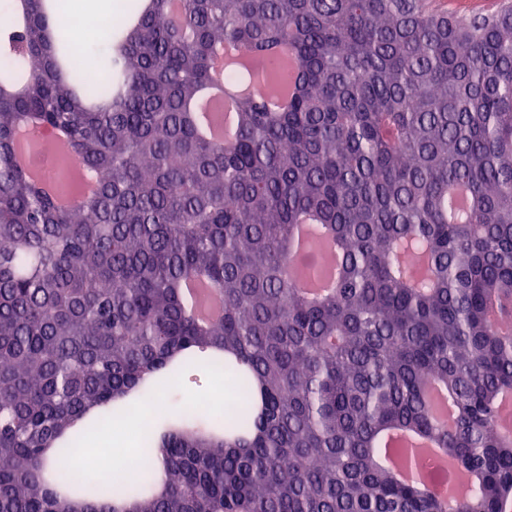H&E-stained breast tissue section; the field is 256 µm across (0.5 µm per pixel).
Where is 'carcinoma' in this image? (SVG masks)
Masks as SVG:
<instances>
[{"label":"carcinoma","instance_id":"carcinoma-1","mask_svg":"<svg viewBox=\"0 0 512 512\" xmlns=\"http://www.w3.org/2000/svg\"><path fill=\"white\" fill-rule=\"evenodd\" d=\"M63 2L0 21V512L512 508V0H182L177 18L143 0L79 53ZM223 42L295 66L269 55L214 142L189 105ZM280 88L286 112L266 105ZM44 125L96 180L72 210L15 161L16 132ZM332 267L331 295L300 292ZM193 279L224 304L207 326ZM214 369L222 411L197 402ZM150 403L122 484L57 467L80 422ZM396 435L466 490L400 479ZM205 288L207 287L201 285L200 283L194 282L191 283L187 289L188 313L201 323H207L213 320L221 312V305L219 300L215 297L211 296L209 302L206 305H200L194 289L198 292L209 293Z\"/></svg>","mask_w":512,"mask_h":512}]
</instances>
